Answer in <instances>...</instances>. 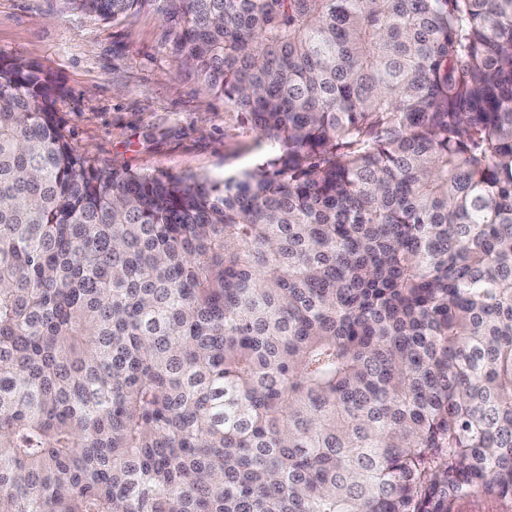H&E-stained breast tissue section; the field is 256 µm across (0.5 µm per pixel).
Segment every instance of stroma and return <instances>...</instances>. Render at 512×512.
<instances>
[{
  "mask_svg": "<svg viewBox=\"0 0 512 512\" xmlns=\"http://www.w3.org/2000/svg\"><path fill=\"white\" fill-rule=\"evenodd\" d=\"M0 56L52 78L63 135L98 168L219 180L271 150L177 66L157 11L112 24L59 0H0Z\"/></svg>",
  "mask_w": 512,
  "mask_h": 512,
  "instance_id": "1",
  "label": "stroma"
}]
</instances>
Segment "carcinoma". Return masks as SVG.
I'll use <instances>...</instances> for the list:
<instances>
[{"label": "carcinoma", "mask_w": 512, "mask_h": 512, "mask_svg": "<svg viewBox=\"0 0 512 512\" xmlns=\"http://www.w3.org/2000/svg\"><path fill=\"white\" fill-rule=\"evenodd\" d=\"M62 2L273 152L99 170L0 57V512L512 497V0Z\"/></svg>", "instance_id": "1"}]
</instances>
